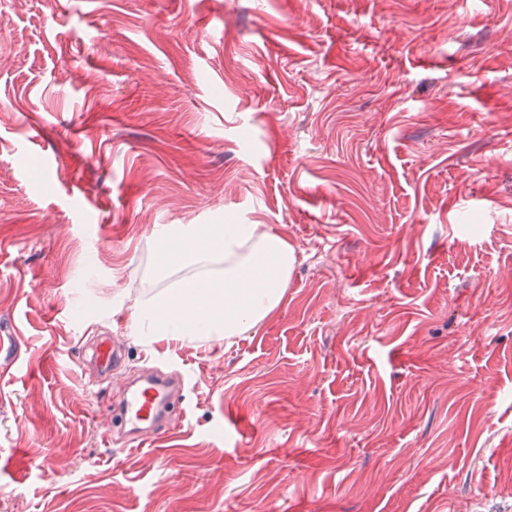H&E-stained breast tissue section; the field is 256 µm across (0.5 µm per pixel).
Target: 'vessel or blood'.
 I'll return each instance as SVG.
<instances>
[{
  "mask_svg": "<svg viewBox=\"0 0 512 512\" xmlns=\"http://www.w3.org/2000/svg\"><path fill=\"white\" fill-rule=\"evenodd\" d=\"M93 360L100 373L106 374L120 361L109 340L98 341ZM181 378L153 373L124 387L113 406L121 427L127 428L130 439L143 442L165 434V411L173 398L182 397Z\"/></svg>",
  "mask_w": 512,
  "mask_h": 512,
  "instance_id": "1",
  "label": "vessel or blood"
}]
</instances>
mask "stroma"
I'll use <instances>...</instances> for the list:
<instances>
[{
    "instance_id": "stroma-1",
    "label": "stroma",
    "mask_w": 512,
    "mask_h": 512,
    "mask_svg": "<svg viewBox=\"0 0 512 512\" xmlns=\"http://www.w3.org/2000/svg\"><path fill=\"white\" fill-rule=\"evenodd\" d=\"M225 223L280 306L135 337L155 226ZM0 512H512V0H0ZM93 360L99 372L107 374L119 364L120 356L112 349L108 339H102L95 346ZM174 397L181 399L182 414L186 416L182 378L146 375L120 391L118 403L113 405L114 417L120 421V427L128 428L129 440L143 443L166 433L165 411Z\"/></svg>"
}]
</instances>
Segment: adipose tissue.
Returning a JSON list of instances; mask_svg holds the SVG:
<instances>
[{
    "instance_id": "obj_1",
    "label": "adipose tissue",
    "mask_w": 512,
    "mask_h": 512,
    "mask_svg": "<svg viewBox=\"0 0 512 512\" xmlns=\"http://www.w3.org/2000/svg\"><path fill=\"white\" fill-rule=\"evenodd\" d=\"M158 239L176 260L161 271L168 290L135 307L141 336L183 343L243 335L279 307L295 264L287 240L258 224H172Z\"/></svg>"
}]
</instances>
